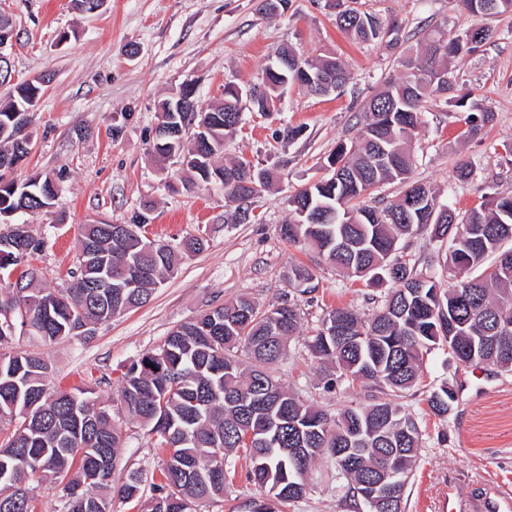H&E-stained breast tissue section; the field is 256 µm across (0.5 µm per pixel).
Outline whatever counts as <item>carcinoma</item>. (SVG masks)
Returning a JSON list of instances; mask_svg holds the SVG:
<instances>
[{
	"mask_svg": "<svg viewBox=\"0 0 512 512\" xmlns=\"http://www.w3.org/2000/svg\"><path fill=\"white\" fill-rule=\"evenodd\" d=\"M462 5L481 20L488 5L494 6L493 16L512 12V0H462ZM336 26L361 42H377L386 34L378 19L354 10L338 12ZM470 32L439 31L425 53L401 55L402 77L363 105L359 142L338 145L327 158L330 174L288 198L289 219L281 232L289 242L307 246L353 277L370 282L380 274L393 284L372 314L337 308L309 340L314 358L353 382L410 390L424 356L440 345L458 364L512 373V247H505L512 243V195H490L460 216L414 179L409 148L428 104L451 89L441 76L451 74L453 59L494 37L484 24L478 26L480 37ZM292 56L294 50L283 47L263 68L262 106L281 97L286 83L298 81L322 94L319 84L303 77L305 70L332 79L340 89L349 80L343 59L334 53L304 57L303 71L288 65ZM42 94L40 82H23L0 103L1 154L27 143L25 109ZM471 98L466 90L447 105L467 112L465 134L475 137L494 114ZM169 108L168 99L159 105L153 154L190 155L187 170L195 180L221 185L224 197L240 204L277 180L271 168L217 162L224 139L242 121L237 96L226 93L205 112L188 100L179 112ZM202 125L209 142L202 154L193 153L188 137L163 133L178 126L194 135ZM391 181L404 186L402 196L389 206L376 203L379 188ZM56 187L55 180L40 175L17 184L0 169V212L46 211L55 204ZM148 212L143 208L128 224L81 225L72 282L57 290L34 287L36 271L25 267L42 247L28 225L11 224L1 232L0 283L17 269L20 274L14 286L0 292V345L19 325L45 343L77 336L89 323L146 303L177 273L183 258L204 250L202 236H185L175 245L146 237L141 225ZM423 232L447 244L441 258L455 283L446 289L395 259L403 237ZM288 284L300 295L319 288L305 265L290 268ZM299 323L294 302L261 308L242 295L177 325L161 345L130 363L119 411L156 440L162 455L159 482L148 495L139 472H128L119 485L102 467L104 458L116 459L122 436L112 409L96 402L93 389L52 385L51 367L36 352H0V422H18L0 446V512H35L34 490L44 483L61 487L64 512H111L114 494L144 499V512H209L233 484L241 459L246 480L266 498L245 500L241 512H288L306 495L294 488L298 469L307 473L322 459L334 463L347 449L353 460L336 466V481L346 482L354 498H362L367 482L382 478L390 455L411 471L422 434L400 406L385 400L331 414L297 399L274 378L270 366ZM454 402L446 384L427 398L431 413L440 417Z\"/></svg>",
	"mask_w": 512,
	"mask_h": 512,
	"instance_id": "1",
	"label": "carcinoma"
}]
</instances>
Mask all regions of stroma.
<instances>
[{
  "label": "stroma",
  "instance_id": "1",
  "mask_svg": "<svg viewBox=\"0 0 512 512\" xmlns=\"http://www.w3.org/2000/svg\"><path fill=\"white\" fill-rule=\"evenodd\" d=\"M342 2L395 23V31L376 43L355 42L337 29L330 0H291L288 12L275 16L261 11L260 0H105L94 14L74 10L70 0H0V12L12 17L17 32L10 52L15 82L47 81L29 127L31 151L13 171L21 182L41 173L60 185L52 209L25 217L44 241L27 261L37 271L38 286H67L81 225L129 223L143 201L153 206L150 237L170 241L191 234L209 242L207 250L184 259L144 305L95 326L90 335L44 344L19 331L4 349L42 353L55 385L94 386L99 402L116 408L127 365L158 347L175 325L240 295L263 308L288 300L300 308V328L271 371L289 391L331 412L384 398L417 419L423 446L404 512H436L452 481L473 497L490 488L512 493V374L484 364L457 365L435 349L425 355L409 391L343 377L330 387L329 367L308 350L330 311L348 307L370 314L388 288L353 280L305 246L288 242L281 226L289 218V195L324 175L338 144L357 141L362 105L398 77L402 52L420 48L435 28L455 32L475 23L459 0ZM487 24L495 38L456 59L452 92L473 90L493 121L477 137H466L462 113L439 101L412 142L415 177L461 214L489 194H512V14ZM286 44L304 55L336 53L347 63L350 81L338 96L291 88L274 111L244 112L224 142L225 161L246 159L275 169L280 181L251 201L243 219L222 188L190 184L176 161L150 154L158 105L186 82L194 83L201 105L212 104L225 83L257 82ZM287 127L300 128V136L285 139ZM463 161L475 169L465 183L455 178ZM301 262L320 282L305 296L287 282L290 267ZM444 384L454 389L456 401L448 416L438 417L427 398ZM120 426L116 478L138 470L146 482L157 481L160 457L153 438L138 423L124 420ZM308 482L290 512H365L338 488L331 465L316 463Z\"/></svg>",
  "mask_w": 512,
  "mask_h": 512
}]
</instances>
